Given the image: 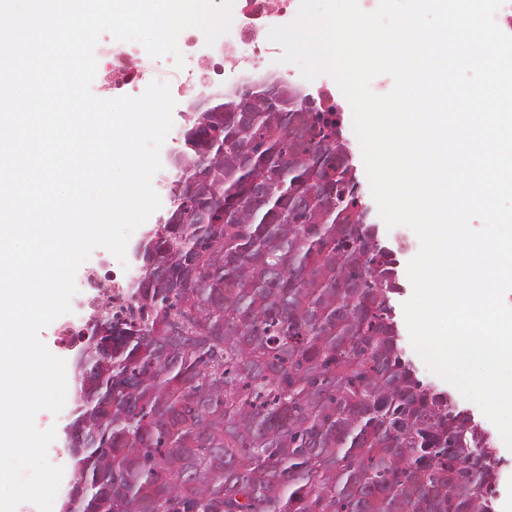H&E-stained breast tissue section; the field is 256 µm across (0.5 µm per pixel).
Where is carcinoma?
Instances as JSON below:
<instances>
[{"label":"carcinoma","mask_w":512,"mask_h":512,"mask_svg":"<svg viewBox=\"0 0 512 512\" xmlns=\"http://www.w3.org/2000/svg\"><path fill=\"white\" fill-rule=\"evenodd\" d=\"M292 91L193 113L216 138L183 132L136 312L75 364L62 512H490L494 449L404 356L339 115Z\"/></svg>","instance_id":"cac0c4a2"}]
</instances>
